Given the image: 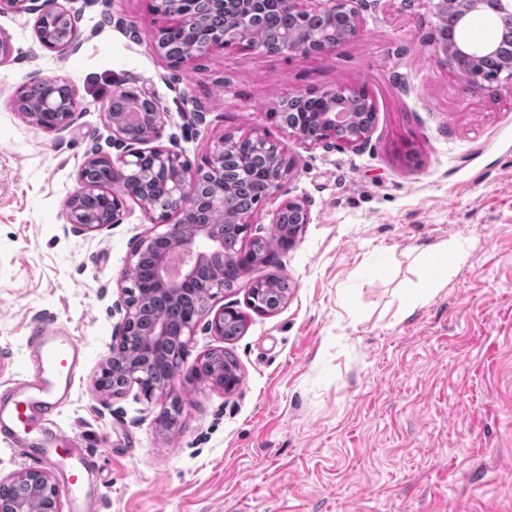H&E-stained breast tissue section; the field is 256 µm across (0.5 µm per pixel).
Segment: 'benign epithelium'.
Listing matches in <instances>:
<instances>
[{"label":"benign epithelium","mask_w":512,"mask_h":512,"mask_svg":"<svg viewBox=\"0 0 512 512\" xmlns=\"http://www.w3.org/2000/svg\"><path fill=\"white\" fill-rule=\"evenodd\" d=\"M151 9L170 19V23L153 33L150 46L172 68H180L217 48L236 47L258 50L273 55L300 53L306 57L323 54L358 38L364 27L363 12L367 0H204V11L196 9L197 0H149ZM433 15H448V29L433 39L438 61L461 75L471 85L496 81L501 74L512 81V57H504L496 42H463L452 38L454 27L467 24L481 12L495 11L512 20V0H427ZM274 10L286 15L319 21L344 14V35L321 29H304L282 35L269 46L254 34L257 17ZM35 27L40 43L48 49L75 48L80 38V11L66 8L57 0L35 8ZM195 32L194 39L173 55L166 47L172 32ZM30 84L44 90L35 110L22 116L31 124L49 132H64L77 122L79 100L77 89L62 80L30 78ZM317 101L318 111L306 114L307 121H293L281 113L282 122L295 142L305 148L331 141L358 148L367 143L374 122L358 123L353 119L348 95L342 88L308 92L293 97L299 104ZM164 109L155 95L137 87L115 90L104 109L112 127V155L94 146L77 173L78 187L65 203L69 231L86 234L107 230L121 223L126 199L138 201L147 211L158 212L154 222L164 224L163 233L140 240L132 253L130 273L120 282L124 314L114 329L118 342L101 360L93 386L104 397L116 395L115 376L124 372L138 384L144 396L170 397L176 393V378L182 355L170 350L172 343H184L182 337L192 333L198 314L182 318L175 313L189 298L201 299L200 310L208 301L224 292V224L235 223L248 229L258 205L280 193L292 168L278 145L261 136L234 138L226 136L214 147L204 162L193 165L178 152L163 146H150L161 137ZM268 156L261 173L264 192L244 210L231 214L228 203L233 189L225 183V159L237 152L243 141ZM307 204L299 199L285 201L275 212L272 223L308 224ZM271 255L257 252L256 246L238 252L231 264L244 276L252 267L270 262ZM147 264L150 280L144 284L142 296L132 299L131 288L125 286L129 274ZM285 280L281 274L256 279L248 288V305L267 315L258 297V289L275 286ZM233 317L244 324L242 314L229 304L208 322L210 332L224 337V319ZM195 375L223 391H232L238 381L224 382V367L208 369L198 365ZM0 486L31 491L27 500L0 498V512H30L33 503L40 512H61L60 490L53 477L44 471L21 468L0 478Z\"/></svg>","instance_id":"7a95c632"}]
</instances>
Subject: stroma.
<instances>
[{"label":"stroma","mask_w":512,"mask_h":512,"mask_svg":"<svg viewBox=\"0 0 512 512\" xmlns=\"http://www.w3.org/2000/svg\"><path fill=\"white\" fill-rule=\"evenodd\" d=\"M76 6L73 51L43 47L25 7L0 10L14 46L0 65V389L31 372L35 325L79 336L84 360L56 423L99 462V512H512V84L449 75L431 43L437 20L419 2L373 0L361 36L325 55L224 49L177 70L145 39L167 23L148 0ZM33 73L76 87L74 127L48 132L13 108ZM121 87L157 97L160 145L192 163L250 134L293 162L248 232L270 240L274 262L199 316L169 432L157 423L169 400L134 384L104 401L93 388L118 281L157 226L130 199L111 229L63 230L89 146L112 139L103 109ZM336 87L368 94V142L300 147L277 116L283 100ZM291 198L311 221L285 247L271 220ZM456 242L465 260L430 263ZM271 273L287 277L289 300L260 315L248 286ZM409 290L418 304L407 311ZM230 303L244 329L224 340L207 323ZM220 349L238 365L229 392L192 376Z\"/></svg>","instance_id":"35a3bbf8"}]
</instances>
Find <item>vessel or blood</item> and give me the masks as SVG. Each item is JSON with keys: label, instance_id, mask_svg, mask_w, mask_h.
<instances>
[{"label": "vessel or blood", "instance_id": "obj_1", "mask_svg": "<svg viewBox=\"0 0 512 512\" xmlns=\"http://www.w3.org/2000/svg\"><path fill=\"white\" fill-rule=\"evenodd\" d=\"M28 346L35 354L36 372L0 395V435L46 463L54 460L59 446L55 417L72 389L83 348L69 331L48 332L39 326L32 330ZM96 467L91 453L77 449L65 472L73 512H96L99 497L87 484Z\"/></svg>", "mask_w": 512, "mask_h": 512}]
</instances>
